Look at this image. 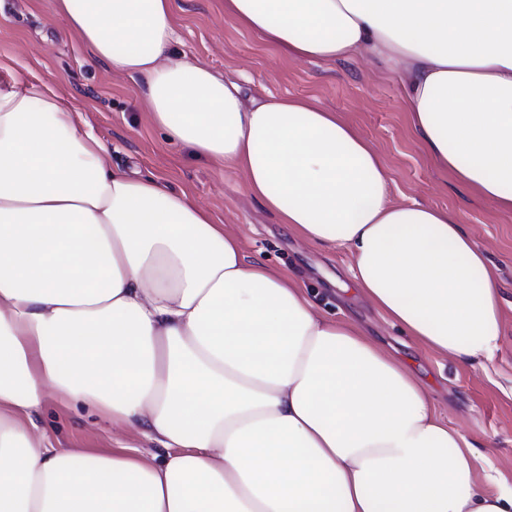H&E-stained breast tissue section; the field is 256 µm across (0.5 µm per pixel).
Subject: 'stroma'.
<instances>
[{
  "mask_svg": "<svg viewBox=\"0 0 512 512\" xmlns=\"http://www.w3.org/2000/svg\"><path fill=\"white\" fill-rule=\"evenodd\" d=\"M174 8L175 54L238 82L249 95L299 96L340 113L381 155L394 201L457 215L497 267L504 298L503 333L487 370L442 359L384 320L354 288L347 250L293 239L246 193L239 172L169 140L148 120L134 82L92 57L50 0H0V59L9 66L0 70V80L55 88L105 144L109 168L134 170L187 192L240 239L248 256L303 280L327 315L358 323L427 384L440 416L477 447L485 470L512 483V210L434 164L414 130L399 80L381 61L320 60L267 43L225 17L224 0H175ZM40 426L59 448H150L135 430L111 426L80 405L65 409L48 401Z\"/></svg>",
  "mask_w": 512,
  "mask_h": 512,
  "instance_id": "stroma-1",
  "label": "stroma"
}]
</instances>
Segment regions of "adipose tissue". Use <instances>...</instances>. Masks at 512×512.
<instances>
[{"label": "adipose tissue", "instance_id": "obj_1", "mask_svg": "<svg viewBox=\"0 0 512 512\" xmlns=\"http://www.w3.org/2000/svg\"><path fill=\"white\" fill-rule=\"evenodd\" d=\"M135 80L154 125L238 170L303 242L342 247L360 295L441 358L486 367L496 267L448 210L393 201L371 143L300 97L170 56L173 0H52ZM269 43L400 67L426 154L512 209V0H224ZM49 87L0 81V512H512L426 386L188 194L115 172ZM152 442L39 431L48 399Z\"/></svg>", "mask_w": 512, "mask_h": 512}]
</instances>
